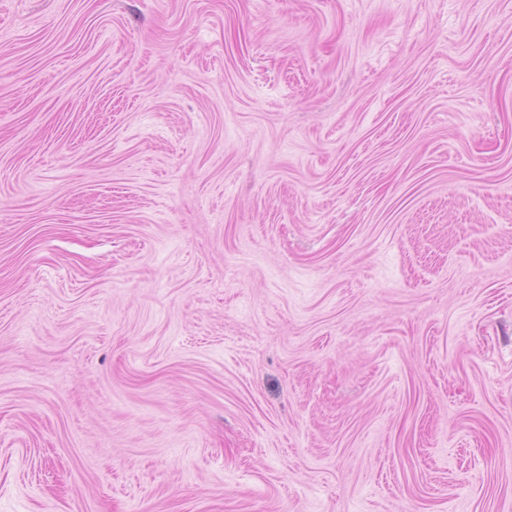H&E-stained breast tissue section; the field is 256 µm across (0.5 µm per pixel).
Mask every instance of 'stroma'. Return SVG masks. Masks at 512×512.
<instances>
[{
    "mask_svg": "<svg viewBox=\"0 0 512 512\" xmlns=\"http://www.w3.org/2000/svg\"><path fill=\"white\" fill-rule=\"evenodd\" d=\"M0 512H512V0H0Z\"/></svg>",
    "mask_w": 512,
    "mask_h": 512,
    "instance_id": "stroma-1",
    "label": "stroma"
}]
</instances>
